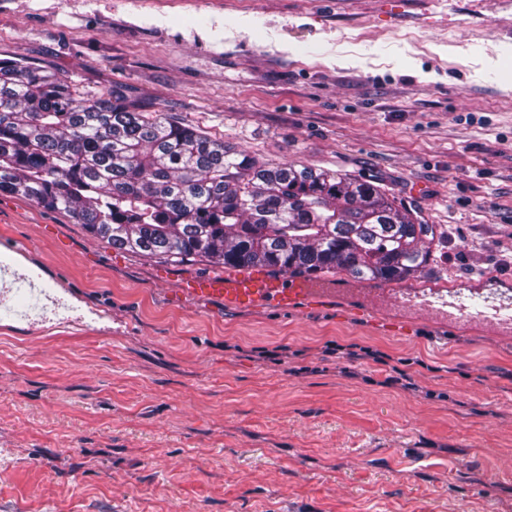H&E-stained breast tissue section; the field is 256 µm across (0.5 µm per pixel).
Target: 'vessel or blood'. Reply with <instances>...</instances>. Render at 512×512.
I'll return each mask as SVG.
<instances>
[{
  "mask_svg": "<svg viewBox=\"0 0 512 512\" xmlns=\"http://www.w3.org/2000/svg\"><path fill=\"white\" fill-rule=\"evenodd\" d=\"M23 287L31 299L30 305L12 306L8 312L15 320L29 322L39 309L38 300L46 287L32 279L24 281ZM180 289L192 297H219L228 309L272 308L287 313L326 310L340 304L357 313L375 315L385 307L387 299L384 289L365 288L356 294L344 287L337 278H306L289 274L271 276L254 270H229L214 280L186 281L181 283ZM402 303L434 313L436 324L444 328L453 327L460 313L474 306L479 308L481 316L488 322L512 328L511 303L489 305L485 301L476 302L467 297L453 303L449 301L448 291L444 288L433 289L425 295L405 297Z\"/></svg>",
  "mask_w": 512,
  "mask_h": 512,
  "instance_id": "1",
  "label": "vessel or blood"
}]
</instances>
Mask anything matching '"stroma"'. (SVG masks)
Returning a JSON list of instances; mask_svg holds the SVG:
<instances>
[{"instance_id":"obj_1","label":"stroma","mask_w":512,"mask_h":512,"mask_svg":"<svg viewBox=\"0 0 512 512\" xmlns=\"http://www.w3.org/2000/svg\"><path fill=\"white\" fill-rule=\"evenodd\" d=\"M0 60L379 183L441 232L390 295L512 298V0H0ZM2 243L55 300L0 315V512H512V332L227 309L8 193Z\"/></svg>"}]
</instances>
